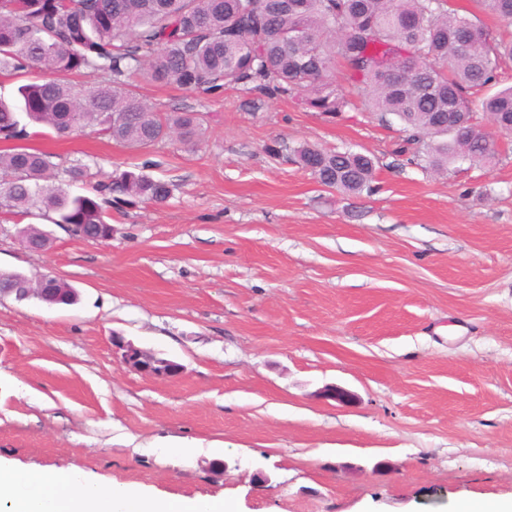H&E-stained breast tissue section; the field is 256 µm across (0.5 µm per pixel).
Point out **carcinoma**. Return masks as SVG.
Returning <instances> with one entry per match:
<instances>
[{
	"label": "carcinoma",
	"mask_w": 512,
	"mask_h": 512,
	"mask_svg": "<svg viewBox=\"0 0 512 512\" xmlns=\"http://www.w3.org/2000/svg\"><path fill=\"white\" fill-rule=\"evenodd\" d=\"M473 2L477 11L462 14L448 0H0V74L39 73L18 87L15 101L0 99V131L5 140L26 138L22 113L58 134L97 127L143 148L174 133L199 140L202 116L159 112L128 89L140 75L202 95L233 86L299 97L330 117L357 98L382 119L397 116L405 151L435 169L460 158L490 161L495 150L476 127L484 112L512 128V86L493 91L512 61V0ZM481 12L505 25L487 26ZM390 54L396 77L382 65ZM86 71L102 81L86 89L68 80ZM297 155L324 186L371 189L375 161L366 154L302 146ZM53 170L44 152L0 150V210L104 224L114 191L157 204L172 195L169 182L131 171L73 195L67 185L84 180L85 167L66 169L67 181L57 184Z\"/></svg>",
	"instance_id": "1"
}]
</instances>
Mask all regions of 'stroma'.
Masks as SVG:
<instances>
[{"instance_id": "obj_1", "label": "stroma", "mask_w": 512, "mask_h": 512, "mask_svg": "<svg viewBox=\"0 0 512 512\" xmlns=\"http://www.w3.org/2000/svg\"><path fill=\"white\" fill-rule=\"evenodd\" d=\"M132 90L163 112L204 113V136L141 148L45 127L23 142L92 181L134 171L173 191L114 202L106 243L0 213V270L51 272L80 293L63 308L0 299V460L237 512L511 501L512 138L492 162L437 172L404 152L392 115L331 118L139 76ZM302 145L374 157L370 190L320 185ZM29 224L50 233L47 252L16 236ZM116 336L181 375L123 365ZM330 386L351 401L325 399Z\"/></svg>"}]
</instances>
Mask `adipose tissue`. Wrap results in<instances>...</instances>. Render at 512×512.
Instances as JSON below:
<instances>
[{"instance_id":"ef3b65f1","label":"adipose tissue","mask_w":512,"mask_h":512,"mask_svg":"<svg viewBox=\"0 0 512 512\" xmlns=\"http://www.w3.org/2000/svg\"><path fill=\"white\" fill-rule=\"evenodd\" d=\"M0 512H236L222 498L154 497L83 472L0 464Z\"/></svg>"}]
</instances>
